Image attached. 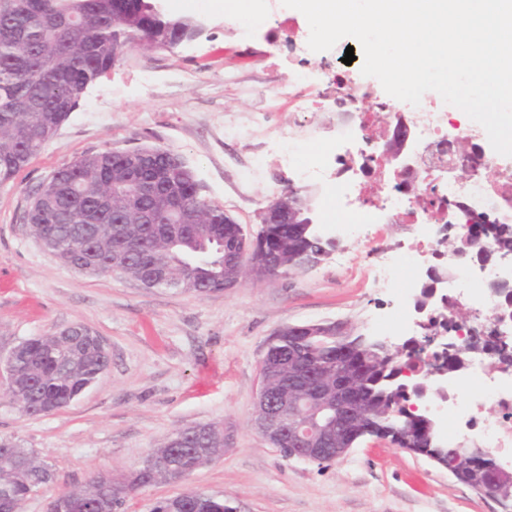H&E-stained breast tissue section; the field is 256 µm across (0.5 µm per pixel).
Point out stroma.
Here are the masks:
<instances>
[{
  "label": "stroma",
  "mask_w": 512,
  "mask_h": 512,
  "mask_svg": "<svg viewBox=\"0 0 512 512\" xmlns=\"http://www.w3.org/2000/svg\"><path fill=\"white\" fill-rule=\"evenodd\" d=\"M164 12L197 20L200 34L169 50L125 49L57 137L0 187V275L11 282L0 288V358L74 323L112 354L96 382L51 415H23L0 388V437L17 439L56 474L23 512H46L54 495L90 476L128 474L151 448L199 423L223 426V455L186 480L140 489L128 512H150L190 488L223 494L236 512H501L447 470L388 443L367 439L317 465L283 459L253 428L269 338L286 325L337 320L382 335L401 296L382 282L381 256L416 247L415 228L400 220L343 233L345 213L306 172L343 122L328 75L362 77L360 62L343 63L349 39L303 51L308 22L281 0H263L266 26L248 41L238 35L241 19L224 18L210 0H165ZM302 67L325 76L306 89L308 110L297 112L280 90ZM285 141L303 142L305 155L282 161ZM136 147L182 157L246 236L257 233L260 211L293 187L308 195L323 235L340 244L316 267L202 296L64 265L21 219L28 190L85 153Z\"/></svg>",
  "instance_id": "35a3bbf8"
}]
</instances>
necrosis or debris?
Listing matches in <instances>:
<instances>
[{"mask_svg":"<svg viewBox=\"0 0 512 512\" xmlns=\"http://www.w3.org/2000/svg\"><path fill=\"white\" fill-rule=\"evenodd\" d=\"M374 93L370 83H353L350 99H373L374 109L355 113L341 129L339 144L312 159L309 171L327 180L330 200H352L353 215L345 225L348 234L358 233L362 226L380 223L390 209L402 211L410 223L421 226L420 254L390 252L381 257L384 281L408 292L416 286L414 275L423 258L435 256V239L468 232L478 224L512 222V207L505 203L506 198H512V157L492 149L481 125H451L455 108L443 103L437 111L418 113L411 132L415 139L425 143L426 149L416 164V174L403 175L386 197L375 196L369 180L352 185L329 177L331 163L343 161L341 142L362 139L376 112L387 108V101L375 99ZM452 134L472 142L482 155V169L464 183L455 175H448L436 193L424 195L426 179L437 173L431 149L447 144ZM452 266L447 288L449 303L467 299L473 304L470 319L457 322L448 331L450 340L455 341L478 330L483 313L501 304V297L491 292L490 285L502 278L512 279V269L484 266L477 270L471 259L461 256L453 260ZM429 414L449 426L452 435L476 440L488 452L512 449V378L492 377L479 361H472L469 372L449 384L447 398L430 402Z\"/></svg>","mask_w":512,"mask_h":512,"instance_id":"1","label":"necrosis or debris"}]
</instances>
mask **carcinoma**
Masks as SVG:
<instances>
[{
  "label": "carcinoma",
  "instance_id": "carcinoma-1",
  "mask_svg": "<svg viewBox=\"0 0 512 512\" xmlns=\"http://www.w3.org/2000/svg\"><path fill=\"white\" fill-rule=\"evenodd\" d=\"M195 23L156 12L152 0H0V186L14 180L58 134L93 87L119 59L120 49L144 45L168 49L189 39ZM154 163L135 166L126 151L110 149L83 155L55 170L47 190L28 194L23 220L36 238L64 243L62 262L80 259L84 244L100 263L119 265L121 276L138 279L151 268L168 272L155 284L162 289L206 295L224 290V243L238 239L242 227L224 223V209L202 194L188 166L174 178L163 172L170 151L155 148ZM187 207L205 224H176V209ZM131 222L123 236L112 221ZM279 225L267 226L270 254L279 274L297 267L303 253L332 250L315 224H300L295 236L282 238ZM512 253V229L496 228L488 261ZM417 348L384 349L363 334L279 336L266 347L268 392L290 402L307 395L331 402L344 388L355 391L353 406L364 419L346 415L328 447H353L363 438L387 435L410 421L415 447L430 446L437 431L424 425L400 368ZM344 358L336 371V357ZM111 362L108 350L61 330L22 342L13 365L14 387L28 416L68 406L94 383ZM456 479L471 486L485 482L471 450L459 443L443 446ZM224 453V434L214 424H198L173 433L149 452L133 472L143 486L193 472ZM52 467L12 438H0V512H22L25 501L54 482ZM131 475L93 476L75 489L79 512H125L134 495ZM151 512H235L224 495L195 489L158 501Z\"/></svg>",
  "mask_w": 512,
  "mask_h": 512
}]
</instances>
